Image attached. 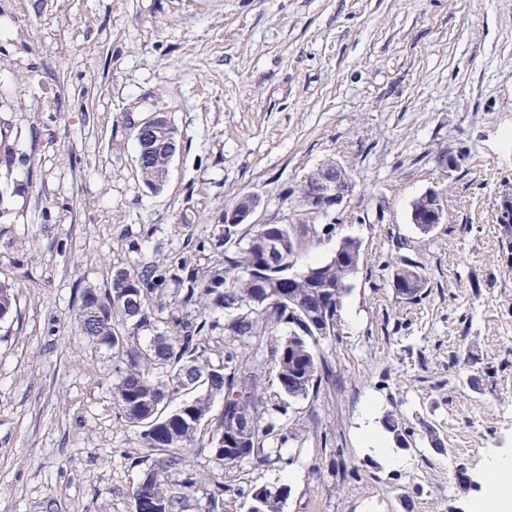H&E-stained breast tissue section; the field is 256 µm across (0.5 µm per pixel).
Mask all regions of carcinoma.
I'll return each mask as SVG.
<instances>
[{
	"mask_svg": "<svg viewBox=\"0 0 512 512\" xmlns=\"http://www.w3.org/2000/svg\"><path fill=\"white\" fill-rule=\"evenodd\" d=\"M144 185L153 189L156 174L167 168L162 138L147 131L136 134ZM414 224L429 227L427 197L412 204ZM335 230L306 217L287 224H256L249 238L238 236L239 225L218 224L213 233L211 264L198 267L174 255L161 263L121 268L107 286H87L75 315L80 335L93 346L112 352L113 399L124 422L141 429L146 448L157 453L143 471L131 495L140 512H178L184 493L166 486L162 474L184 464L183 448L206 443L215 463L264 464L281 459L287 437L273 414H285L286 404L318 392L328 365L317 359L312 344L336 335V309L350 291L349 278L362 252L350 244L329 259L306 266L294 276L284 269L269 271L271 243L280 242L282 261L293 251L306 250ZM397 297H422L426 277L420 263L405 256L392 270ZM271 293L281 305L271 309L258 300ZM16 302L13 288L0 283V320ZM237 309L238 316L220 326L205 319L209 310ZM288 332L279 337L281 326ZM224 335V356L207 355L206 340L217 329ZM273 365L278 383L272 410L259 409L266 366ZM183 397L174 409L169 398ZM220 396L224 408L211 416ZM214 424L203 440L202 430ZM385 429L395 444H408L409 431L401 417L385 416ZM288 486L264 485L252 490L248 512H283Z\"/></svg>",
	"mask_w": 512,
	"mask_h": 512,
	"instance_id": "carcinoma-1",
	"label": "carcinoma"
}]
</instances>
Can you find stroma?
Masks as SVG:
<instances>
[{"label":"stroma","mask_w":512,"mask_h":512,"mask_svg":"<svg viewBox=\"0 0 512 512\" xmlns=\"http://www.w3.org/2000/svg\"><path fill=\"white\" fill-rule=\"evenodd\" d=\"M166 114L180 145L161 191L135 135ZM353 188L332 236L361 240L330 368L279 423L288 456L232 468L184 450L168 484L203 474L182 512H247L287 483L284 512H470L512 448V0H0V512H133L146 469L113 404L112 354L75 314L83 287L202 241L239 196L252 220L292 217L291 190L326 159ZM446 223L410 220L426 191ZM421 262L420 301L389 264ZM471 350L475 366L456 363ZM415 431L389 467L365 441L387 413ZM444 448L430 447L423 424ZM429 197L434 198L435 205H434V211L432 214V223L430 224L429 215H428V204H427V196H422L418 200H416L412 204V211H411V218L414 215V224L419 229V231L424 234L428 235L430 232L426 231L425 229L429 226L436 227L438 224H442L445 218H447L446 211L442 202V197L440 194L434 190H430L425 193ZM424 226V230H421L420 228Z\"/></svg>","instance_id":"stroma-1"}]
</instances>
